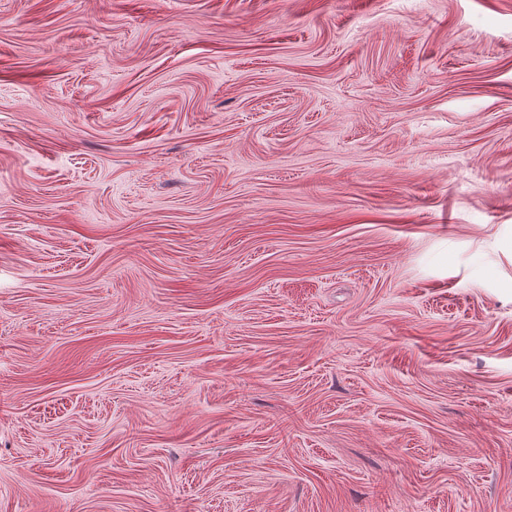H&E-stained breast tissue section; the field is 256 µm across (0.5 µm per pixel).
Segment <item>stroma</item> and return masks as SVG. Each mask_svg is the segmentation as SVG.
<instances>
[{
	"label": "stroma",
	"mask_w": 512,
	"mask_h": 512,
	"mask_svg": "<svg viewBox=\"0 0 512 512\" xmlns=\"http://www.w3.org/2000/svg\"><path fill=\"white\" fill-rule=\"evenodd\" d=\"M0 512H512V0H0Z\"/></svg>",
	"instance_id": "obj_1"
}]
</instances>
